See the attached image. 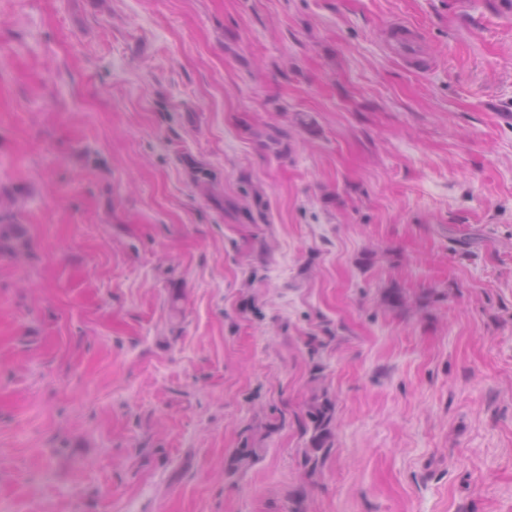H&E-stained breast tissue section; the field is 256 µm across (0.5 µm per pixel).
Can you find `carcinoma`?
<instances>
[{"label": "carcinoma", "mask_w": 512, "mask_h": 512, "mask_svg": "<svg viewBox=\"0 0 512 512\" xmlns=\"http://www.w3.org/2000/svg\"><path fill=\"white\" fill-rule=\"evenodd\" d=\"M19 225L9 215H0V252L13 250V242L18 240ZM335 405L327 394H317L297 416L301 436L305 437V447L302 448L301 464L311 475L315 474L324 464L334 447ZM262 449L258 448L253 437L252 429L244 430L241 448L237 449L226 463V469L231 474L247 470L261 456Z\"/></svg>", "instance_id": "obj_1"}]
</instances>
